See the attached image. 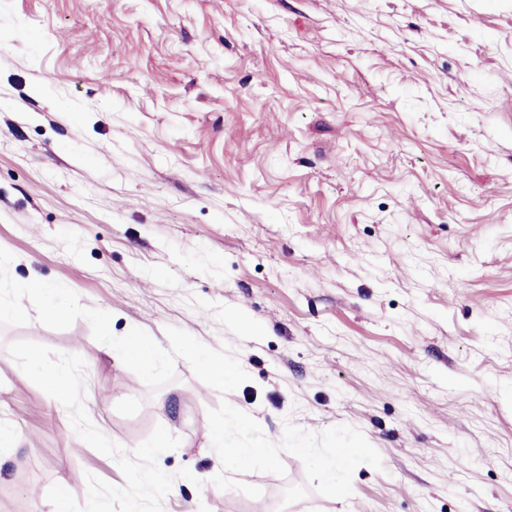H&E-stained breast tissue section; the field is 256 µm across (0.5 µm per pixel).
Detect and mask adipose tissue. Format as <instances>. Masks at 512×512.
<instances>
[{
    "mask_svg": "<svg viewBox=\"0 0 512 512\" xmlns=\"http://www.w3.org/2000/svg\"><path fill=\"white\" fill-rule=\"evenodd\" d=\"M106 354L126 364L136 366L144 373H151L166 361V352L146 336H125L107 347ZM211 440L220 454L225 469L247 468L255 464L270 463L276 456L263 436L261 425L254 419H236L233 424H214Z\"/></svg>",
    "mask_w": 512,
    "mask_h": 512,
    "instance_id": "adipose-tissue-1",
    "label": "adipose tissue"
}]
</instances>
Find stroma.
<instances>
[{
    "label": "stroma",
    "instance_id": "1",
    "mask_svg": "<svg viewBox=\"0 0 512 512\" xmlns=\"http://www.w3.org/2000/svg\"><path fill=\"white\" fill-rule=\"evenodd\" d=\"M1 276L78 313L0 318V512H512V0H0ZM237 414L274 468L218 465ZM105 353L147 374L168 358V354L146 336H124L113 340ZM181 353L187 357L196 368H203L213 385H232L241 377V369L224 365L223 359L213 357L199 343L184 346ZM39 373L44 385L54 395H60L66 389L74 388L75 384H81L75 372L57 363L40 364ZM360 458V448H339L336 455L314 457L313 471L322 483L338 487L340 474Z\"/></svg>",
    "mask_w": 512,
    "mask_h": 512
}]
</instances>
